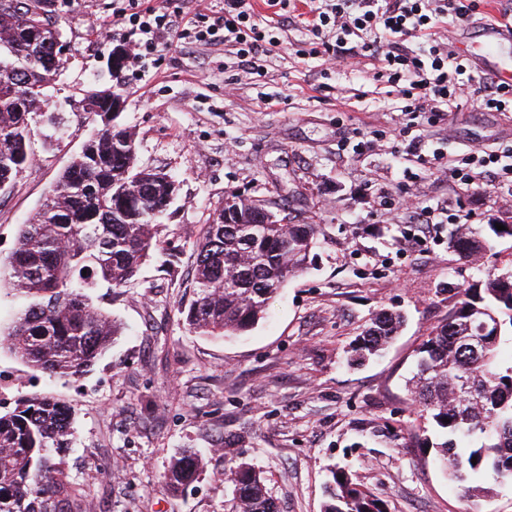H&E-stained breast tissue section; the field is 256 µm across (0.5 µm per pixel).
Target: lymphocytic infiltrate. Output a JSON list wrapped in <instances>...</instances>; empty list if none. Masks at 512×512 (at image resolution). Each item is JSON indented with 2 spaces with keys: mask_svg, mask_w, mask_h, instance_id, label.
<instances>
[{
  "mask_svg": "<svg viewBox=\"0 0 512 512\" xmlns=\"http://www.w3.org/2000/svg\"><path fill=\"white\" fill-rule=\"evenodd\" d=\"M276 12L275 19L261 20L256 0H224V9L208 25L198 16L184 12H161L149 7L130 24L96 27L97 36L111 35L132 41L147 54L161 53L195 40L210 45L224 44L234 50L243 72L261 73V62L279 41V32L290 24H301L316 39L307 54L326 63L347 61L361 64L368 57L383 64L382 74L396 87L405 116L423 118L433 126L456 111L465 95L475 96L492 112H512V85L497 81L479 82L468 67L452 54L436 31L448 19L468 20L477 0H302L303 9L291 0H265ZM407 160L428 167L440 177L469 185L480 171L493 169L494 180L512 192V148L499 150L484 145H466L462 154L451 155L430 147L424 134L407 136Z\"/></svg>",
  "mask_w": 512,
  "mask_h": 512,
  "instance_id": "obj_1",
  "label": "lymphocytic infiltrate"
}]
</instances>
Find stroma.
I'll return each mask as SVG.
<instances>
[{
	"mask_svg": "<svg viewBox=\"0 0 512 512\" xmlns=\"http://www.w3.org/2000/svg\"><path fill=\"white\" fill-rule=\"evenodd\" d=\"M61 33L64 67L47 90L60 128L40 125L28 167L0 189V259L13 250L59 175L92 133L82 92L113 83L125 107L140 165L174 175L179 194L158 229L179 253L176 267L154 260L118 292L93 304L124 330L79 381L36 372L0 348V411L23 396L49 394L75 412L64 452L85 491L84 512H227L229 459L259 468L278 512H322L330 469L382 499L387 512H512V485L481 482L465 498L420 449L434 437L406 391L417 353L456 301V290L512 271V237L467 256L448 247L455 225H436L424 246L402 251L410 193L427 205L452 203L467 226L512 224V194L481 178L467 191L407 162L394 130L400 97L369 63L327 70L302 55L312 35L280 33L262 76L243 73L220 45L194 43L126 59L110 75L111 46L92 19L112 20L181 0H48ZM377 133L374 151L353 152ZM430 145L455 155L479 142L512 145V114L462 102L428 128ZM350 144H343V137ZM282 206L317 227L307 268L289 278L265 318L227 339L189 333L178 309L193 300L194 245L225 196ZM402 313L392 343L349 365L355 339L380 310ZM203 451L196 482L179 497L162 485L172 459Z\"/></svg>",
	"mask_w": 512,
	"mask_h": 512,
	"instance_id": "stroma-1",
	"label": "stroma"
}]
</instances>
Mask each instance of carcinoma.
Returning a JSON list of instances; mask_svg holds the SVG:
<instances>
[{"label": "carcinoma", "instance_id": "1", "mask_svg": "<svg viewBox=\"0 0 512 512\" xmlns=\"http://www.w3.org/2000/svg\"><path fill=\"white\" fill-rule=\"evenodd\" d=\"M57 32L40 0H0V35L8 41L0 45V183L27 168L36 118L54 119L46 89L62 65L51 51ZM177 194L171 176L138 166L130 132L113 119L96 128L0 261V279L24 301L0 342L35 371L75 380L90 372L119 332L90 294L126 286L154 256L177 263L178 254L153 232ZM506 235L512 224L505 230L489 224L484 234L460 227L448 245L473 256ZM315 236V225L294 224L286 211L226 196L196 241L195 298L179 309L183 322L204 336L251 329L288 278L306 268ZM457 294L422 344L408 387L437 433L435 462L470 495L487 474L512 482V357L502 356L503 346H512V273L489 274ZM495 318L499 332L483 334ZM401 324L397 313L376 314L350 362L378 354ZM472 337L484 340L475 352L468 349ZM73 422L72 408L47 396L24 397L0 412V512H82L74 509L80 489L52 455L69 447ZM198 471L195 455H184L169 465L163 487L177 494ZM227 480L229 512H277L251 465L231 462ZM326 494L324 512H386L340 469L331 470Z\"/></svg>", "mask_w": 512, "mask_h": 512}]
</instances>
